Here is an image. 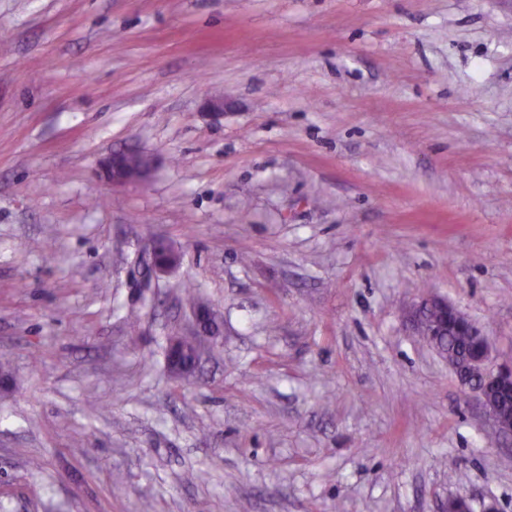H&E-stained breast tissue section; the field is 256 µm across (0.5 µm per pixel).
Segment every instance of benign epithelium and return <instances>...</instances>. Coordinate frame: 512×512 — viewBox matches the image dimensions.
Segmentation results:
<instances>
[{
  "label": "benign epithelium",
  "instance_id": "1",
  "mask_svg": "<svg viewBox=\"0 0 512 512\" xmlns=\"http://www.w3.org/2000/svg\"><path fill=\"white\" fill-rule=\"evenodd\" d=\"M104 169L114 185L148 180L153 168L138 165V153L118 151L104 161ZM413 322L419 334L439 336L451 333L455 336H473L471 371L459 377V381L474 392L486 409L500 437H512V409L504 408L499 398L512 394V366L493 370L489 367L490 342L485 332L471 319L448 301L433 298L422 303L413 313Z\"/></svg>",
  "mask_w": 512,
  "mask_h": 512
}]
</instances>
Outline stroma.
Returning a JSON list of instances; mask_svg holds the SVG:
<instances>
[{
  "label": "stroma",
  "instance_id": "obj_1",
  "mask_svg": "<svg viewBox=\"0 0 512 512\" xmlns=\"http://www.w3.org/2000/svg\"><path fill=\"white\" fill-rule=\"evenodd\" d=\"M432 297L512 364V0H0V512H512ZM139 152L118 151L108 156L103 165L113 185H124L132 182H144L153 172V162L148 169L138 165Z\"/></svg>",
  "mask_w": 512,
  "mask_h": 512
}]
</instances>
